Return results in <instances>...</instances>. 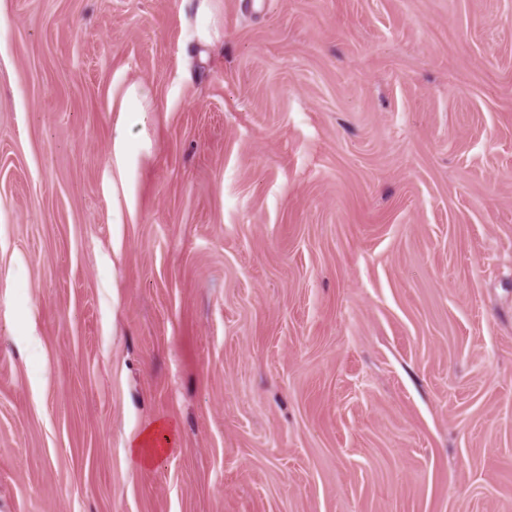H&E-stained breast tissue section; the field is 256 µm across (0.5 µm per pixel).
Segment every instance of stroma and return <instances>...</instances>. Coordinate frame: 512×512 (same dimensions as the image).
I'll use <instances>...</instances> for the list:
<instances>
[{"instance_id": "obj_1", "label": "stroma", "mask_w": 512, "mask_h": 512, "mask_svg": "<svg viewBox=\"0 0 512 512\" xmlns=\"http://www.w3.org/2000/svg\"><path fill=\"white\" fill-rule=\"evenodd\" d=\"M213 4L0 0V512H512V0ZM152 111H154V106L151 85L136 81L124 87L121 98L113 112H138L144 114ZM130 162L127 130L122 122H119L112 136V167L119 171L121 178ZM175 440L171 422L157 421L131 440L128 448L130 459L138 466H150L175 449Z\"/></svg>"}]
</instances>
